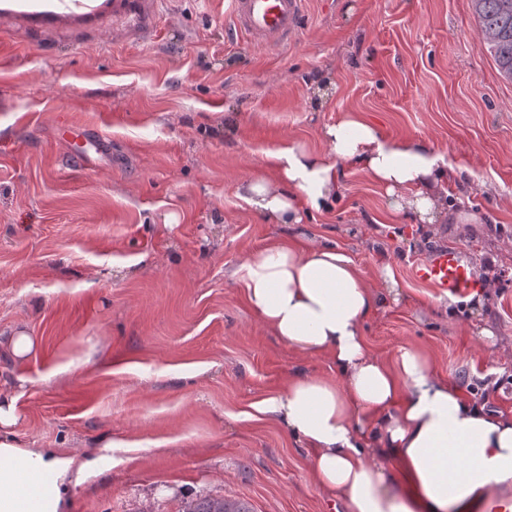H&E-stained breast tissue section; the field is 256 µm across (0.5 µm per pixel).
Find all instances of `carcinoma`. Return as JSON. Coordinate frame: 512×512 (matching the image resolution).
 Wrapping results in <instances>:
<instances>
[{
  "mask_svg": "<svg viewBox=\"0 0 512 512\" xmlns=\"http://www.w3.org/2000/svg\"><path fill=\"white\" fill-rule=\"evenodd\" d=\"M480 21V44L493 57L500 73L512 80V0H471ZM239 506L253 512L244 500L203 496L185 505L183 512H228L226 507Z\"/></svg>",
  "mask_w": 512,
  "mask_h": 512,
  "instance_id": "1",
  "label": "carcinoma"
}]
</instances>
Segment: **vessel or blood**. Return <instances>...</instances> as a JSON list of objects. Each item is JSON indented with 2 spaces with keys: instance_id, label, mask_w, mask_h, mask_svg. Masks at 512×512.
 <instances>
[{
  "instance_id": "b4317fda",
  "label": "vessel or blood",
  "mask_w": 512,
  "mask_h": 512,
  "mask_svg": "<svg viewBox=\"0 0 512 512\" xmlns=\"http://www.w3.org/2000/svg\"><path fill=\"white\" fill-rule=\"evenodd\" d=\"M306 0H234V23L253 44L280 47L300 30ZM153 0H60L57 18L99 19L113 14L132 27L151 26ZM413 278L439 292L459 296L479 288V279L456 246L430 250L411 270Z\"/></svg>"
}]
</instances>
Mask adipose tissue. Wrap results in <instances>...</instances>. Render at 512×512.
<instances>
[{
    "label": "adipose tissue",
    "instance_id": "obj_1",
    "mask_svg": "<svg viewBox=\"0 0 512 512\" xmlns=\"http://www.w3.org/2000/svg\"><path fill=\"white\" fill-rule=\"evenodd\" d=\"M322 136L330 155L279 149L277 182L243 187L257 213L296 229L293 241L265 246L235 270L249 306L291 349L327 357L336 372L292 378L262 412L288 427L321 493L345 512H512V417L465 397L414 349L390 364L370 354L366 317L399 297L390 266L368 281L334 240L300 229L337 197L348 168L382 187L392 212L442 223L448 178L464 168L423 141L383 138L350 116ZM16 420L11 388L0 386V512H65L63 489L84 481L92 448L23 446L11 431Z\"/></svg>",
    "mask_w": 512,
    "mask_h": 512
}]
</instances>
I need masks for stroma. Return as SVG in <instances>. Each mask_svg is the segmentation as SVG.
<instances>
[{
    "label": "stroma",
    "instance_id": "1",
    "mask_svg": "<svg viewBox=\"0 0 512 512\" xmlns=\"http://www.w3.org/2000/svg\"><path fill=\"white\" fill-rule=\"evenodd\" d=\"M154 9L147 36L108 17L0 14V382L14 387L18 442L97 446L68 512H181L206 495L334 512L296 438L254 408L293 377L334 371L263 327L232 272L286 231L241 185L270 175L284 145L329 154L322 129L350 114L470 171L448 183L444 224L390 214L352 169L306 217L367 280L387 265L400 284L364 322L368 349L414 348L512 416V81L481 47L471 0H308L279 48L234 32L231 0ZM65 124L97 131L106 156L78 166ZM443 245L498 281L487 311L449 317L413 279ZM20 330L37 340L22 363L8 352Z\"/></svg>",
    "mask_w": 512,
    "mask_h": 512
}]
</instances>
